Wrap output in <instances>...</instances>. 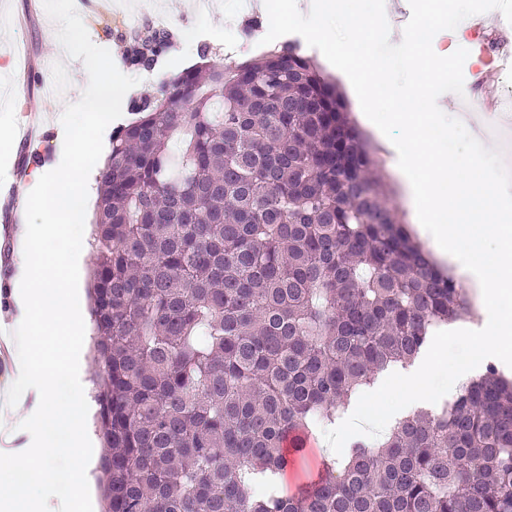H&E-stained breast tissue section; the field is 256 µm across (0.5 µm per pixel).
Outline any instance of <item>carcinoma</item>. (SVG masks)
Segmentation results:
<instances>
[{
    "mask_svg": "<svg viewBox=\"0 0 512 512\" xmlns=\"http://www.w3.org/2000/svg\"><path fill=\"white\" fill-rule=\"evenodd\" d=\"M167 77L112 134L90 269L103 512H512V381L322 461L334 423L471 312L390 207L336 84L295 44ZM304 438V447L308 448L307 451L300 457H298L296 466L288 468L281 476L280 486L287 487L293 491L297 486L303 484L308 476L315 470L319 463H321V457L328 455L331 458H340L334 453L326 441L323 431L316 432V445L317 448L313 447L309 437L302 436Z\"/></svg>",
    "mask_w": 512,
    "mask_h": 512,
    "instance_id": "1",
    "label": "carcinoma"
}]
</instances>
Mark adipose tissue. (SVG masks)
<instances>
[{
	"label": "adipose tissue",
	"mask_w": 512,
	"mask_h": 512,
	"mask_svg": "<svg viewBox=\"0 0 512 512\" xmlns=\"http://www.w3.org/2000/svg\"><path fill=\"white\" fill-rule=\"evenodd\" d=\"M94 91L68 99L67 111L56 116L57 160L31 167L22 199L24 211L36 210L40 221L22 224L16 239L18 264L13 276L18 314L0 331L12 351L15 370L35 392L43 421L54 426L38 447L15 445L20 432L18 411L23 397L0 392V473L21 474L18 483L0 490V512H85L87 474L81 462L88 455L81 403L64 404L55 395L57 380L75 391L83 384L73 375L72 362L84 330V310L75 291L83 276L85 253L63 252L46 258L42 245L71 232L85 233L91 201L89 164L106 146L102 123L126 90L120 75L94 76ZM76 461L70 488L56 491V464Z\"/></svg>",
	"instance_id": "ef3b65f1"
}]
</instances>
